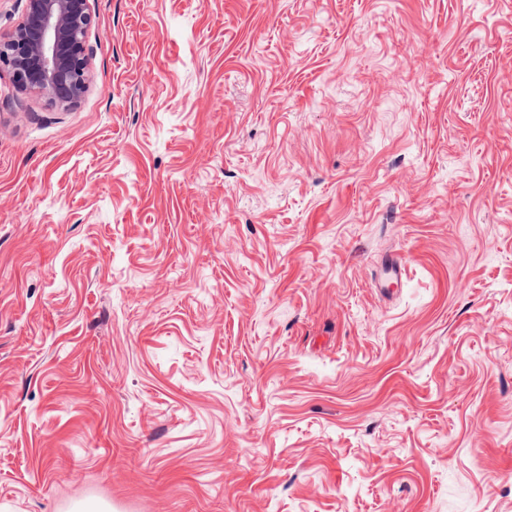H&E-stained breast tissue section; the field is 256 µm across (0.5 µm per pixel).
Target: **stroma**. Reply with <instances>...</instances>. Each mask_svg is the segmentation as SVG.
<instances>
[{
  "label": "stroma",
  "mask_w": 512,
  "mask_h": 512,
  "mask_svg": "<svg viewBox=\"0 0 512 512\" xmlns=\"http://www.w3.org/2000/svg\"><path fill=\"white\" fill-rule=\"evenodd\" d=\"M90 7L0 69V512H512V0ZM92 24L89 0H26L22 21L0 41V67L21 90L72 107L88 88ZM404 263L400 256H391L383 268V275L375 281V288L386 294H394L392 285L402 281Z\"/></svg>",
  "instance_id": "1"
}]
</instances>
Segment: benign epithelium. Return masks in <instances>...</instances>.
I'll list each match as a JSON object with an SVG mask.
<instances>
[{
	"instance_id": "1",
	"label": "benign epithelium",
	"mask_w": 512,
	"mask_h": 512,
	"mask_svg": "<svg viewBox=\"0 0 512 512\" xmlns=\"http://www.w3.org/2000/svg\"><path fill=\"white\" fill-rule=\"evenodd\" d=\"M92 24L89 0H26L22 21L0 41V67L18 88L72 107L88 88Z\"/></svg>"
}]
</instances>
